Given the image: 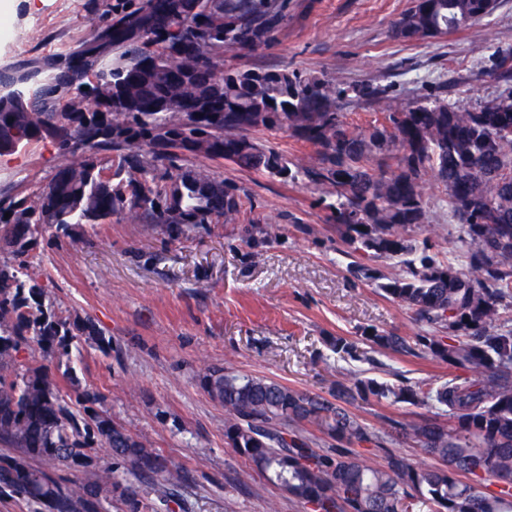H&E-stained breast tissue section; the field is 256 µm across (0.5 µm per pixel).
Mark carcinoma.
<instances>
[{
  "label": "carcinoma",
  "mask_w": 512,
  "mask_h": 512,
  "mask_svg": "<svg viewBox=\"0 0 512 512\" xmlns=\"http://www.w3.org/2000/svg\"><path fill=\"white\" fill-rule=\"evenodd\" d=\"M499 0H410L391 22L394 38L419 42L470 29ZM286 17L282 0H105L100 24L79 46L44 59H19L3 77L39 83L34 95H0V155L43 139L69 161L37 192L0 206V442L18 450L0 458V499L21 498L35 512H101L112 496L126 512L155 504L104 468L69 485L32 463L69 470L92 466L105 448L116 467L180 479L167 460L111 418L88 409L94 395L63 391L34 359L70 356L82 338L111 341L88 317H65L41 281L38 240L51 244L74 227L126 213L145 224H173L187 235L212 218L236 220V188L201 165L225 160L295 182L332 189L328 221L356 277L374 282L425 326L416 336L364 327L331 336L340 360L361 361V346L418 351L448 365L445 381L414 384L357 378L335 401L274 380L208 367L204 391L230 418L224 444L310 512H512V90L477 108L429 94L406 102L382 86L347 88L288 68L221 69L224 53L270 44ZM512 81V57L488 55ZM88 103H63L71 88ZM387 103L384 122L367 129L343 120L348 98ZM287 130L315 148L317 162L296 163L254 137ZM115 152L112 173L96 155ZM395 160L389 169L388 160ZM442 187L461 244V263L439 241L418 239L429 210L424 188ZM401 272L386 275L380 263ZM361 399L408 403L430 414L391 428L410 436L425 463L389 453L370 464L354 447L396 440L369 431L346 404ZM315 425L324 448L303 435Z\"/></svg>",
  "instance_id": "1"
}]
</instances>
